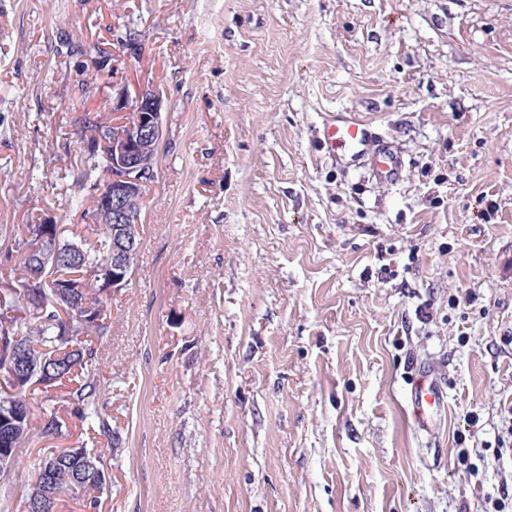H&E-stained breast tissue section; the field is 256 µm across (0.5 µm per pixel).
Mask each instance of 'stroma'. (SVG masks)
Here are the masks:
<instances>
[{
  "mask_svg": "<svg viewBox=\"0 0 512 512\" xmlns=\"http://www.w3.org/2000/svg\"><path fill=\"white\" fill-rule=\"evenodd\" d=\"M141 80L164 138L92 368L97 512H512V0H0V230L83 232L75 120ZM341 112L399 180L325 155ZM374 172L380 179L395 181L401 173V163L392 148L385 143L376 145ZM411 370V403L417 427L428 430L432 422V411L443 407L445 392L441 378L425 362L413 360Z\"/></svg>",
  "mask_w": 512,
  "mask_h": 512,
  "instance_id": "stroma-1",
  "label": "stroma"
}]
</instances>
